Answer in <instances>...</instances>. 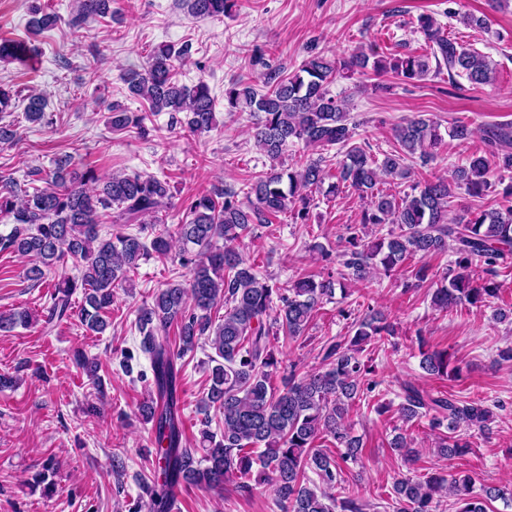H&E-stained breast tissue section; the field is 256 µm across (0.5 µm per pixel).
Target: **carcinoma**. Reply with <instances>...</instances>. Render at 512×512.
<instances>
[{
    "label": "carcinoma",
    "instance_id": "cac0c4a2",
    "mask_svg": "<svg viewBox=\"0 0 512 512\" xmlns=\"http://www.w3.org/2000/svg\"><path fill=\"white\" fill-rule=\"evenodd\" d=\"M196 18H220L236 10L237 0H184ZM112 13V0H77L73 23ZM417 30L424 35V54L388 59L377 52L358 51L342 61L323 54L309 56L301 67L288 73L267 68L263 90L235 81L224 89V106L231 112H249L256 117L253 138L256 147L277 161L290 144L301 143L317 152L288 168L271 167L255 177L245 192L221 189L196 196L188 204L178 233L182 245L180 265L189 268L185 282L169 283L157 289L152 302L136 311L135 326L140 334L139 352L148 358L153 389L140 412L150 425V450L160 481L145 484L150 512H172L174 491L182 484L210 489L234 481L248 493L255 485L272 488L281 512H364L359 495L342 488L350 465L361 461V439L349 431V406L377 383L365 381L370 368L360 358L365 347L378 337L394 335L387 319L371 309L352 317L354 335L346 342L329 341L324 347L322 369L301 375L297 365L288 375L277 376L282 359L277 343L284 336L296 341L306 330L323 301L332 298L335 280L344 278L342 269L358 280L371 269L394 275L414 256L422 258L449 250L455 259L448 265L445 284L435 289L431 303L438 310L458 306L481 308L500 299L498 277L512 265V125L490 129L484 138V154H474L455 168L446 179L419 181L397 196L378 190L381 178L406 179L405 160L419 158L427 163L432 149L441 141L438 126L420 115L394 129L398 148L377 159L354 142L360 122L346 112L342 100L331 95L328 86L358 70L377 75L392 74L405 80H419L430 72V61L448 67V77L464 74L473 85L493 78L488 57L459 45L445 35L443 27L429 14L417 18ZM24 42L0 43V59L27 61ZM189 56V46L154 48L146 67L121 74L128 91L144 100L148 111L131 116L112 107L110 123L115 129L132 124L148 133L146 122L158 112L184 114L187 127L197 133L211 130L215 99L207 83L186 85L176 79V64ZM25 119H45V98L28 95ZM337 146L342 158L336 174L327 168L321 151ZM509 176L502 190L504 205L495 210L466 208L448 217L449 199L461 190L470 197L486 195L495 183L493 172ZM336 181L326 183L330 178ZM45 186L29 189L12 179L0 180V219L10 225L0 233V252L35 260L29 277L40 280L44 270L72 259L80 275L64 277L52 284V304L45 323L55 326L70 318L71 298L82 289L84 305L81 322L100 333L103 318L112 306L113 288L138 268L150 253L166 255L171 240L163 232H152L150 242L142 240L145 224L163 223L162 209L171 198L169 183L152 174H116L102 180L90 168H73L64 161L44 179ZM349 184L367 199L358 224L346 226L345 246L331 258L322 251L325 273L319 278H301L287 288L269 284L238 251L236 244L247 235L269 225L270 217L288 210L308 219L313 193L328 185L334 194ZM116 215H111V211ZM140 224V232L101 233L102 221ZM385 224L386 236L372 241L369 234ZM224 245H218V241ZM339 265L333 269L331 264ZM481 276H475V271ZM224 304V316L212 319V310ZM176 323L180 326V349L175 351L159 331ZM201 339L209 341L215 355L209 372L210 385L199 405L204 414L200 440L183 438L178 398L176 361ZM421 367L430 375L454 377L459 367L450 366L448 352H421ZM402 401L397 411L402 420L426 418L432 430L447 429L438 451L452 457L468 453L471 442L457 431L476 428L486 431L493 412L483 398L462 400L433 393L412 383L401 386ZM222 410L223 429H208L210 408ZM332 439L340 448L328 454L316 442ZM315 473L316 485L308 477ZM454 499L455 512H487V503L512 500L507 487L483 484L475 488L469 475L452 476L430 471L422 476L403 475L392 485L393 512H436L439 499Z\"/></svg>",
    "mask_w": 512,
    "mask_h": 512
}]
</instances>
